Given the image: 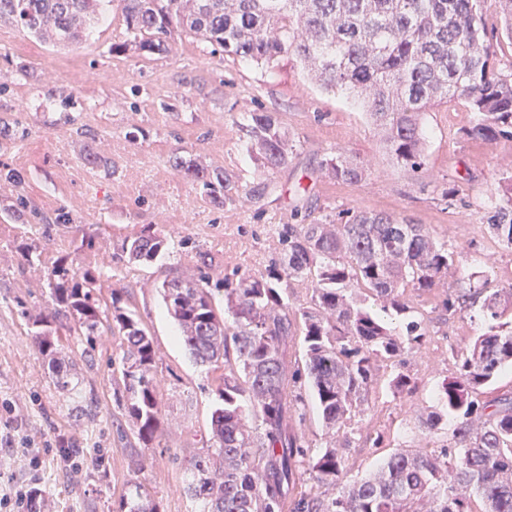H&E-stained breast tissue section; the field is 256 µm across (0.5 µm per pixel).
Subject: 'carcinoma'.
<instances>
[{
    "instance_id": "cac0c4a2",
    "label": "carcinoma",
    "mask_w": 512,
    "mask_h": 512,
    "mask_svg": "<svg viewBox=\"0 0 512 512\" xmlns=\"http://www.w3.org/2000/svg\"><path fill=\"white\" fill-rule=\"evenodd\" d=\"M487 0H0L8 21L53 45L82 40L91 24L114 9L127 45L147 57L166 52L174 35L192 38L210 53L251 61L270 73L291 58L327 91L360 98L383 136L390 162L417 172L426 163V113L457 101L475 116L469 140H512V74L495 71L484 4ZM499 4L504 34L512 42V0ZM243 129L263 171L288 165V137L272 112H251ZM175 167L214 200L234 205L236 175L176 159ZM338 183L360 184L368 168L343 149L321 160ZM495 210L487 220L494 243L512 249V170L498 180ZM279 257L259 274L235 271L222 287L208 273L164 280L157 288L195 362L224 368L211 414L215 451L192 462L187 484L201 512H512V396L482 400L497 375L512 370V285L486 293L458 288L441 300L447 312L476 311L486 330L469 350L452 353L458 375L442 383L419 427L431 450L398 449L373 472L345 479L336 442L308 456L309 443L288 428V415L312 389L329 428L363 413L376 383V365L398 368V392L414 384L405 373V349L429 336L428 318L414 303L448 280L459 262L448 241L426 224H405L387 214L346 209L336 221L284 224ZM165 237L143 229L126 238L119 258L148 261ZM311 284L310 305L288 306V281ZM57 308L38 319L39 353L59 366V337L51 325L67 322L80 333V357L99 348L105 311L96 280L60 262L47 274ZM224 307L216 305L218 293ZM368 292L380 310L406 320L396 334L362 307ZM112 328L121 336L119 367L125 413L148 446L162 433L156 384L157 347L136 314L112 301ZM301 337L304 364L288 372V344ZM255 418L260 429L248 425ZM455 420L452 436L444 424ZM307 463L319 484L337 487L328 500L288 498L297 465ZM120 512H159L141 484Z\"/></svg>"
}]
</instances>
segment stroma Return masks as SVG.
<instances>
[{
	"mask_svg": "<svg viewBox=\"0 0 512 512\" xmlns=\"http://www.w3.org/2000/svg\"><path fill=\"white\" fill-rule=\"evenodd\" d=\"M124 39L122 21L109 16L70 48L0 22V404H15L11 426L27 440L0 445V496L31 482L46 512H117L141 483L159 512H195L185 477L211 444L220 373L190 357L156 286L197 277L202 254L215 280L262 271L279 252L282 225L333 221L347 208L429 225L461 256L457 273L424 305L430 334L408 354L415 391L393 392L394 369L379 364L369 405L347 425L345 471L359 478L397 449H424L414 427L422 406L456 376L453 352L480 331L440 309L443 292L464 281L490 290L512 284V250L492 243L486 230L493 178L512 168V142L465 139L471 113L430 112L427 164L409 173L386 159L359 101L322 91L294 64L272 75L188 38L148 57L115 52ZM257 109L274 113L294 144L287 167L272 176L274 191L234 207L201 195L175 159L232 170L250 188L261 171L238 123ZM339 147L370 165L366 182L320 175L319 162ZM445 184L456 189L448 206L439 199ZM310 198L317 201L311 213ZM148 224L166 237V249L149 262L119 260L121 242ZM62 260L91 271L102 308L117 301L134 310L154 339L162 435L152 446L139 442L118 401L110 363L121 338L111 322L99 327L101 356L91 364L77 359L76 333L58 328L63 355L75 361L68 391L56 387L33 343L35 318L55 306L47 272ZM61 440L81 449L79 470L45 451V443Z\"/></svg>",
	"mask_w": 512,
	"mask_h": 512,
	"instance_id": "1",
	"label": "stroma"
}]
</instances>
